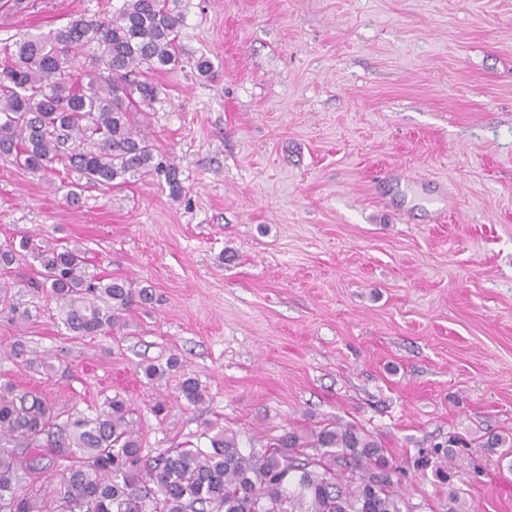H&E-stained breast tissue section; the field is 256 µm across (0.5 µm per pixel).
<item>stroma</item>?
Masks as SVG:
<instances>
[{"instance_id":"35a3bbf8","label":"stroma","mask_w":512,"mask_h":512,"mask_svg":"<svg viewBox=\"0 0 512 512\" xmlns=\"http://www.w3.org/2000/svg\"><path fill=\"white\" fill-rule=\"evenodd\" d=\"M120 3L31 0L0 17V47ZM174 6L178 60L143 124L181 194L153 172L74 206L53 183L76 173L0 159V244L81 249L154 299L73 336L21 259L11 293L32 317H0V383L72 413L121 395L152 456L208 448L212 426L260 453L292 427L352 425L404 466L416 512H512V453L486 446L512 433V0ZM19 339L52 370L7 358ZM187 377L203 404L181 398ZM435 445L454 486L417 467Z\"/></svg>"}]
</instances>
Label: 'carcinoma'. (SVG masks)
I'll list each match as a JSON object with an SVG mask.
<instances>
[{"label":"carcinoma","instance_id":"1","mask_svg":"<svg viewBox=\"0 0 512 512\" xmlns=\"http://www.w3.org/2000/svg\"><path fill=\"white\" fill-rule=\"evenodd\" d=\"M180 24L169 0H122L110 17L76 15L4 45L0 158L45 176L61 164L107 189L163 169L136 116L159 101L152 75L176 61ZM82 51L88 63L78 78L74 61ZM26 255L39 263L38 288L74 336L110 331L152 298L147 286L89 271L81 250L43 249L24 233L0 248V314L11 321L30 319L6 282ZM11 354L34 371L46 367L23 342ZM179 391L190 405L204 402L192 378ZM128 413L115 395L90 416L66 415L33 391L0 384V512H413L399 492L403 470L352 427L288 431L260 455L220 429L208 437V451L168 448L149 457ZM17 448H46L71 464L57 477L22 464ZM421 466L453 485L448 456H424ZM28 475L45 488L59 483L58 501L28 487Z\"/></svg>","mask_w":512,"mask_h":512}]
</instances>
